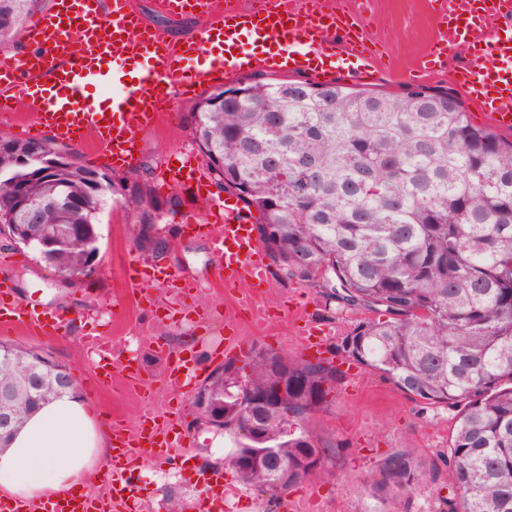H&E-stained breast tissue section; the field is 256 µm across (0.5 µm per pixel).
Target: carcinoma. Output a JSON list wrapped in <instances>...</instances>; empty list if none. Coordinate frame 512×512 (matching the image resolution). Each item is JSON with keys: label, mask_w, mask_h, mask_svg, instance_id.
<instances>
[{"label": "carcinoma", "mask_w": 512, "mask_h": 512, "mask_svg": "<svg viewBox=\"0 0 512 512\" xmlns=\"http://www.w3.org/2000/svg\"><path fill=\"white\" fill-rule=\"evenodd\" d=\"M43 0H0V48L16 47ZM203 93L190 113L192 136L212 181L236 196L247 217L257 210L259 241L270 266L305 287L322 279L325 308L364 310L331 356L292 357L252 344L207 377L216 429L233 438L224 458L261 498H279L326 465L344 442L321 417L336 397L334 359L380 373L401 392L456 409L442 461L453 474L437 512H512V142L473 124L456 93L416 85L399 94L336 80H275L256 72ZM41 150L49 166L19 162ZM0 224L23 245L53 236L41 260L62 279L90 275L86 254L108 202L139 226V250L172 249L165 218L182 204L160 198L153 171L108 173L80 163L68 145L5 140ZM53 202L39 214L20 195ZM0 383L26 376L49 355L8 341ZM78 383L56 361L39 394L13 404L2 446L26 417L62 387ZM437 465L420 469L415 450L390 453L366 481L390 512Z\"/></svg>", "instance_id": "carcinoma-1"}]
</instances>
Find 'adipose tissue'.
Returning a JSON list of instances; mask_svg holds the SVG:
<instances>
[{"instance_id":"ef3b65f1","label":"adipose tissue","mask_w":512,"mask_h":512,"mask_svg":"<svg viewBox=\"0 0 512 512\" xmlns=\"http://www.w3.org/2000/svg\"><path fill=\"white\" fill-rule=\"evenodd\" d=\"M111 453L75 393L52 398L0 452V492L38 502L63 496L77 488L84 471Z\"/></svg>"}]
</instances>
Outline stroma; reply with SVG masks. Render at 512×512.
Here are the masks:
<instances>
[{
  "mask_svg": "<svg viewBox=\"0 0 512 512\" xmlns=\"http://www.w3.org/2000/svg\"><path fill=\"white\" fill-rule=\"evenodd\" d=\"M336 2L344 10L362 13L365 29L385 63L403 71L415 64L434 30L435 18L427 0H367L363 5L358 0ZM193 105V99L184 100L177 112L145 134L139 144L140 165L153 166L174 160L181 152H195L188 117ZM190 208V203H183L169 216V233L178 267L197 283L186 302L206 313L209 320L203 324L167 321L157 326L156 333L167 348L191 350L208 372L215 367L211 352L224 348L226 303L224 286L214 277V260L206 238L183 228ZM97 233L100 264L77 288L62 287L54 271L34 252L0 238V283L11 286L15 296L29 305L68 320L66 335L55 337L35 336L0 324V340L51 349L56 360L78 379L86 409L101 434H108L107 420L116 412L132 424L145 407L166 417L180 413L178 429L185 433L187 446L170 458L148 461L137 468L133 479L140 489L138 512H169L168 493L172 490L180 498L183 512H201V476L219 468L230 490L224 512H278L276 506L239 486L232 471L224 470L223 456L213 450L210 429L195 426L190 395L177 397L164 387L162 358L134 346L131 329L148 322L152 315L148 304H135L124 293L128 260L138 253L133 243L134 225L128 224L125 212L117 206L110 222L98 225ZM270 291L283 302H307L312 323L328 331L333 344L358 318L354 312L326 311L324 298L312 288L274 281ZM92 330L115 337L123 357L139 358L146 375L154 378L146 404L118 402L111 389L91 381L89 355L77 349L75 340ZM322 421L328 431L343 440L344 447L331 466V475L310 476L289 492V512H371L373 503L365 484L369 472L390 452L403 448L415 449L424 465L439 462L448 452L455 415L410 399L378 373L355 368L340 379L336 401ZM440 472L439 480H421L410 499L394 505V512H433L438 498L447 496L451 483L449 468L442 466Z\"/></svg>",
  "mask_w": 512,
  "mask_h": 512,
  "instance_id": "obj_1",
  "label": "stroma"
}]
</instances>
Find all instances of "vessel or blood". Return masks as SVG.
Segmentation results:
<instances>
[{"instance_id":"vessel-or-blood-1","label":"vessel or blood","mask_w":512,"mask_h":512,"mask_svg":"<svg viewBox=\"0 0 512 512\" xmlns=\"http://www.w3.org/2000/svg\"><path fill=\"white\" fill-rule=\"evenodd\" d=\"M432 2L445 24L436 29L426 60L415 66L416 80L447 68L449 55L471 42L473 50L458 70V84L496 127L511 129L512 0H484L480 11L475 0ZM156 7L194 16L193 32L179 42L150 32L134 0H59L57 11L41 16L30 29V54L0 56V120L15 123L17 105L25 104L27 130L51 131L60 144H90L113 168L125 170L137 164L144 134L177 111L182 100L243 72H308L317 77L351 68L364 79L393 73L381 55L367 48L362 18L343 20L335 0H319L311 10L299 0H265L257 7L243 6L241 0H156ZM251 32L261 35L260 47L245 46L242 36ZM133 46L144 62L129 73L121 63ZM44 74L58 86V94L43 95L38 79ZM92 84L112 89L110 110L88 103L84 90ZM166 172L169 183L190 189L203 203L192 226L208 240L215 276L236 309L253 313L265 329L300 325L303 350L325 354L327 343L310 324L305 303H289L277 314L257 308L269 277L254 227L241 206L211 194L209 179L192 153H182L178 165L167 166ZM148 267L140 257L128 263L126 291L134 301L150 300L152 284L187 290L178 272L157 275ZM0 321L40 336L59 335L63 328L57 317L23 303L8 288L0 290ZM79 343L94 356L95 383L118 378L130 391L151 389L137 358L114 364L116 348L108 337L83 336ZM165 358L163 380L168 385L184 386L197 371V361L181 353L169 351ZM109 427L112 472L106 478L107 494L93 497L80 490L37 505L0 495V512H117L139 494L126 474L131 453L164 458L185 439L174 421L158 422L149 412L140 414L137 426L115 416Z\"/></svg>"}]
</instances>
